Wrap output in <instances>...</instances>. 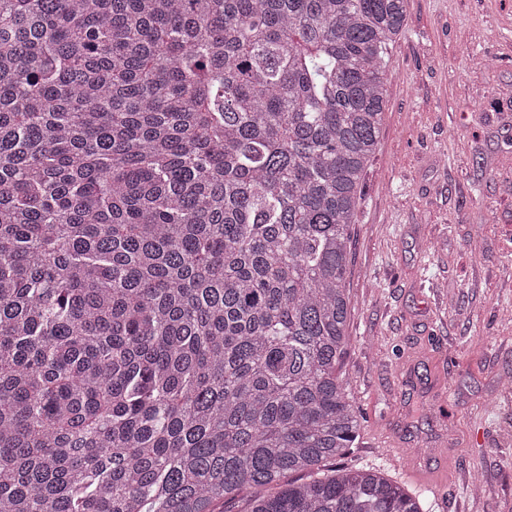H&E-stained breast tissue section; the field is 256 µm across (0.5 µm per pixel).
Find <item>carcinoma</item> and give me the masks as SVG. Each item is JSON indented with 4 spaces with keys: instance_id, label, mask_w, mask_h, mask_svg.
Listing matches in <instances>:
<instances>
[{
    "instance_id": "1",
    "label": "carcinoma",
    "mask_w": 512,
    "mask_h": 512,
    "mask_svg": "<svg viewBox=\"0 0 512 512\" xmlns=\"http://www.w3.org/2000/svg\"><path fill=\"white\" fill-rule=\"evenodd\" d=\"M406 5L0 0V512H424L343 463Z\"/></svg>"
}]
</instances>
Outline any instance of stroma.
<instances>
[{
    "mask_svg": "<svg viewBox=\"0 0 512 512\" xmlns=\"http://www.w3.org/2000/svg\"><path fill=\"white\" fill-rule=\"evenodd\" d=\"M353 226L347 457L512 512V0H407Z\"/></svg>",
    "mask_w": 512,
    "mask_h": 512,
    "instance_id": "stroma-1",
    "label": "stroma"
}]
</instances>
